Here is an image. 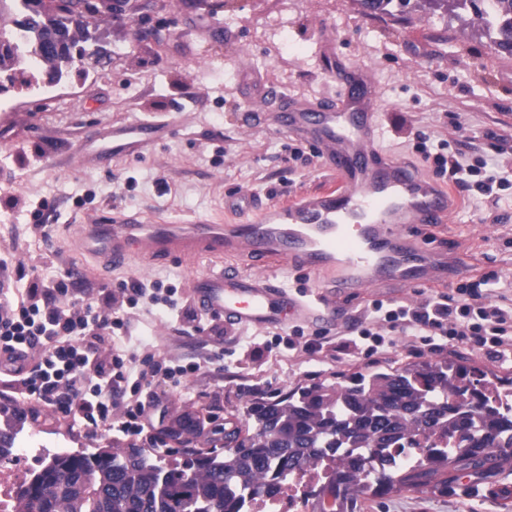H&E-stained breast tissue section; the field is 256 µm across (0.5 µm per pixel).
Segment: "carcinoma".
<instances>
[{
	"instance_id": "cac0c4a2",
	"label": "carcinoma",
	"mask_w": 512,
	"mask_h": 512,
	"mask_svg": "<svg viewBox=\"0 0 512 512\" xmlns=\"http://www.w3.org/2000/svg\"><path fill=\"white\" fill-rule=\"evenodd\" d=\"M480 2L492 46L512 45V0ZM80 4L74 12L71 0H0V93L32 86L37 72L58 82L86 53L93 12ZM477 372L464 361L408 362L299 387L253 405L254 432L173 468L134 446L47 455L15 491L13 512H238L245 492L272 493L331 453L338 460L313 512L329 498L336 512H356L369 493L446 491L463 474L512 468V405H500L498 383L483 372L473 379ZM15 436L0 430V462L12 457ZM418 436L425 462L367 468Z\"/></svg>"
}]
</instances>
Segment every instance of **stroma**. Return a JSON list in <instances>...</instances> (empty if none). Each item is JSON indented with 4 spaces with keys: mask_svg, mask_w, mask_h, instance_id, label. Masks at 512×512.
I'll use <instances>...</instances> for the list:
<instances>
[{
    "mask_svg": "<svg viewBox=\"0 0 512 512\" xmlns=\"http://www.w3.org/2000/svg\"><path fill=\"white\" fill-rule=\"evenodd\" d=\"M216 1L93 0L107 58L33 91L0 93V284L15 287L23 273L64 282L70 299H96L102 314L124 310L130 328L118 348L187 368L181 385L163 397L159 430L170 447L150 451L166 466L223 448L226 432L252 428L247 410L254 401L333 386L356 371L455 359L512 380V362L461 342L436 352L404 337L388 354L370 358L332 345L337 332L363 321L372 301L413 305L435 293L432 285L337 297L331 326L304 328L305 336L327 338L318 355L283 345L268 352L250 339L286 338L293 326L217 317L194 326L146 297L129 306L120 293L125 282L158 281L175 286L179 304L191 308L193 276L221 269L224 260L109 267L80 248L84 224H233L251 217L226 207L237 194L286 202L337 187L335 172L311 147L264 120L270 88L336 98L335 60L374 83L375 147L382 155L432 174L416 149L427 137L512 171V56L495 53L481 26L462 27L428 0H411L397 18L365 16L358 0H224L221 9ZM151 121L170 129L133 155L113 146V128ZM297 147L304 161L291 160ZM450 196L447 223L414 229L421 245L452 255L463 268L440 289L491 273L512 300V192L495 204L455 190ZM11 391L0 381V427L7 412L23 414L16 447L81 451L131 443L117 432H84L42 404L18 406ZM362 512H512V469L462 476L445 493L368 495Z\"/></svg>",
    "mask_w": 512,
    "mask_h": 512,
    "instance_id": "obj_1",
    "label": "stroma"
}]
</instances>
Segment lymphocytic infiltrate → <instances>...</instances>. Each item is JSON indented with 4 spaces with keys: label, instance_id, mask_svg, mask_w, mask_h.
<instances>
[{
    "label": "lymphocytic infiltrate",
    "instance_id": "f902f5d3",
    "mask_svg": "<svg viewBox=\"0 0 512 512\" xmlns=\"http://www.w3.org/2000/svg\"><path fill=\"white\" fill-rule=\"evenodd\" d=\"M433 163L436 178L465 194L475 191L495 198L512 186L507 173H488L483 158L469 162L438 153ZM494 282V276L485 275L413 307L392 309L372 302L363 325L341 343L371 356L393 348L401 334L436 348L470 342L491 358L511 361L512 306L497 303ZM68 293L64 283L29 280L0 314V362L14 374L18 401L52 406L86 428L130 438L147 433L154 445L165 446V438L153 431L151 413L160 405L161 390L179 385L185 368L164 366L149 353L136 357L118 350L101 358L95 343L100 331H124L126 318L101 315L92 301L59 305L58 297ZM119 398L125 407L116 419L112 405Z\"/></svg>",
    "mask_w": 512,
    "mask_h": 512
}]
</instances>
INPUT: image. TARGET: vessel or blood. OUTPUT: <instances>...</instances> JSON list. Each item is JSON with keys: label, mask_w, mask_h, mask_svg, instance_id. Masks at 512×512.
<instances>
[{"label": "vessel or blood", "mask_w": 512, "mask_h": 512, "mask_svg": "<svg viewBox=\"0 0 512 512\" xmlns=\"http://www.w3.org/2000/svg\"><path fill=\"white\" fill-rule=\"evenodd\" d=\"M334 73L343 88L339 102L287 99L276 121L289 136L318 150L336 173L338 188L258 205L257 221L244 224H90L83 232L84 249L116 265L136 258L261 256L306 270L340 295L385 281L443 282L449 259L418 246L411 229L446 223L447 192L375 149L372 80L342 63ZM193 292L200 311L234 324L323 326L333 316L326 298L294 295L270 277L235 266L197 275Z\"/></svg>", "instance_id": "obj_1"}]
</instances>
